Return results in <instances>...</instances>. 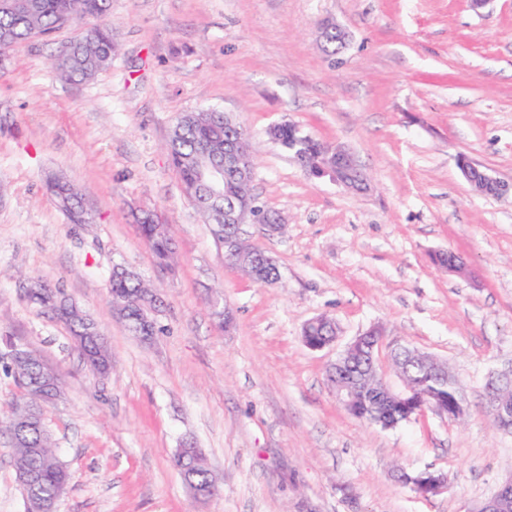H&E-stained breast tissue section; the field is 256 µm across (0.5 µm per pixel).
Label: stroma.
Listing matches in <instances>:
<instances>
[{
  "instance_id": "1",
  "label": "stroma",
  "mask_w": 512,
  "mask_h": 512,
  "mask_svg": "<svg viewBox=\"0 0 512 512\" xmlns=\"http://www.w3.org/2000/svg\"><path fill=\"white\" fill-rule=\"evenodd\" d=\"M348 34L336 55L319 23ZM118 52L86 84L52 55L67 26L15 46L0 68V333L37 349L64 396L46 422L71 484L57 512H476L512 477V433L496 431L484 386L512 362V196H481L466 155L512 183V0H111ZM233 115L256 152L252 193L285 227L252 241L273 254V286L225 265L184 194L165 142L178 117ZM291 122L350 148L371 177L354 194L313 179L267 136ZM78 187L93 223L72 224L46 179ZM158 215L176 243L160 269L132 212ZM460 254L465 275L435 262ZM146 277L164 304L150 344L106 294L114 265ZM35 276L98 324L112 370L92 372L67 328L24 298ZM233 314L222 329L211 296ZM326 316L336 342L310 350ZM448 363L467 414L391 429L337 401L328 370L372 325ZM0 417V512H25ZM202 448L218 491L195 498L172 459ZM442 470L422 496L395 467Z\"/></svg>"
}]
</instances>
